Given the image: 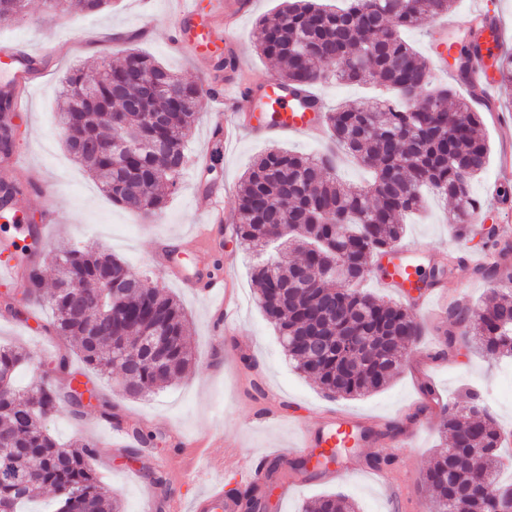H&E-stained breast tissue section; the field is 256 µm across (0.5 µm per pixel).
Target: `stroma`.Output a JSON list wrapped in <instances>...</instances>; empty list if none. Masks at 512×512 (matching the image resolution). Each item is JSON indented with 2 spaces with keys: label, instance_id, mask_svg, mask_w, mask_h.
Masks as SVG:
<instances>
[{
  "label": "stroma",
  "instance_id": "1",
  "mask_svg": "<svg viewBox=\"0 0 512 512\" xmlns=\"http://www.w3.org/2000/svg\"><path fill=\"white\" fill-rule=\"evenodd\" d=\"M253 2L251 12L238 24L237 46L217 44L201 61L168 47L177 0H113L99 13L57 14L49 12L44 0H31L23 20L0 25V49L21 45L40 59L33 77L32 107L13 119L18 129L14 148L18 164H0V180L23 183L41 179V189L27 192L24 198V224H41L47 209L58 213L57 222L47 225V244L37 257L45 280L54 279L50 258L61 243L91 244L112 253L129 268L145 273L152 287L180 300L189 317L187 341L194 360L190 371L167 388L134 399L121 392L116 378L101 376L85 366L75 341L53 330L48 308L33 303L17 317L0 313V344L19 345L33 353L42 363L44 382L56 388L68 384L67 376L55 370L57 359L67 357L78 385L99 392L101 404L85 407L80 417L61 413L46 418L44 426L61 444L79 439L95 445L96 472L119 500L122 512H141V491L146 486L155 493L154 512H188L209 485L219 484L229 491L251 482V474L238 468L243 457L265 458V485L279 486L287 475L300 480L289 489L286 499L274 501L270 512H299L304 501L338 492L355 503L358 512H416L420 505L426 512H436V505L427 502L421 490V477L440 442L436 420L441 411L434 403H465L471 390L485 397L495 392L499 399L490 407L492 415L498 425L512 428V359L480 353L463 338L447 345V321L418 311L414 317L421 326V338L408 349L400 372L385 388L357 398H327L313 381L294 369L277 331L260 309L251 279L254 258L239 242L233 225H214L216 240L203 250H187L183 242L209 208L212 196H221L227 214H234L243 175L258 155L274 146L304 154H328L336 149L329 138L245 132L225 148L222 168L212 176L201 163L222 132L213 128L209 112H200L185 140L189 162L180 188L154 218L113 203L64 148L58 103L65 77L73 68L89 69L105 58L119 62L130 49L205 88L224 79V72L217 68L223 56L237 62L239 77L257 85L268 83L277 67L257 50L254 31L280 3ZM477 6L512 37V0H455L451 35L465 31L468 15ZM109 27L132 31L134 38L101 39V30ZM492 114L482 115L488 161L470 188L472 197L483 202L481 224L473 225L468 237H459L452 226V203L433 194L426 195L422 213L406 219L404 244L459 260L439 296L437 306L442 310L455 302L482 303L492 284L512 286V258L489 278L474 273L471 265L460 260L464 253L481 250L485 240L482 225L495 226L499 238L512 240V198L503 206L484 202L498 177L503 151ZM219 266L233 270L231 292L239 310L236 324L225 328L222 344L214 345L210 329L218 315L187 281ZM263 381L279 391L284 414L281 423L269 425L259 420L265 397L256 385ZM339 411L375 420L381 439L344 453L345 468L334 476L319 468L293 470L299 456L296 421L310 425ZM120 428L151 435L149 447L130 439L113 442L112 435ZM272 448L282 449V456L268 457ZM373 468L386 471L389 483L371 479L368 472Z\"/></svg>",
  "mask_w": 512,
  "mask_h": 512
}]
</instances>
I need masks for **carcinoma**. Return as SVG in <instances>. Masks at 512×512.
Wrapping results in <instances>:
<instances>
[{"instance_id": "obj_1", "label": "carcinoma", "mask_w": 512, "mask_h": 512, "mask_svg": "<svg viewBox=\"0 0 512 512\" xmlns=\"http://www.w3.org/2000/svg\"><path fill=\"white\" fill-rule=\"evenodd\" d=\"M111 0H47L52 10L74 7L101 12ZM454 0H284L272 19L256 26L258 50L277 66L279 84L298 94L335 78L372 84L390 96L357 109L341 105L324 113L329 137L373 170V181L351 185L336 178L323 156L270 148L245 173L237 192V235L249 248L263 249L283 218L293 233L285 248L302 253L298 263L253 266L259 306L274 324L297 371L334 397L376 392L397 375L406 350L421 327L405 307L374 298L357 288L370 272L371 257L386 255L406 233V213L423 207L421 188L433 187L456 201L459 236L470 228L459 219L471 214L470 182L486 165L488 145L480 112L450 86L432 83L428 63L400 36L427 18L448 15ZM27 0H0V22L26 16ZM495 20L486 18L458 39L448 38V57L458 77L492 60L499 81L512 83V52H493L487 35ZM204 90L188 83L141 52L129 50L123 61L104 59L90 72L74 69L61 91L59 124L66 149L101 183L112 201L144 217L160 213L166 196L178 189L187 164L184 139L201 111ZM10 97L0 98V153L14 143ZM130 138L166 147L158 157L148 147L132 149L128 163H112L114 144ZM35 251L21 249V294L48 303L53 326L78 340L84 362L103 375L114 369V337L138 339L155 328L173 337L165 361L157 365L144 350L124 393L144 397L167 387L192 364L186 340L187 315L172 296L149 285L123 287L129 267L93 247L62 245L55 251L57 277L43 293L44 278ZM78 292V302L72 293ZM465 324L484 354L512 357V289L502 288L482 305H458L448 323ZM359 333L369 352L350 371L338 338ZM303 336L325 340L323 353L308 352ZM31 357L0 346V507L21 506L50 489L58 512H120L94 468L95 449L87 443L62 448L43 431V420L62 411L82 415L73 389L61 394L51 386L16 385ZM443 446L423 474L421 484L437 512H496L502 430L489 419L475 394L466 404L444 410ZM245 512H256L263 490L250 485L238 494ZM302 512H355L336 494L323 495Z\"/></svg>"}]
</instances>
